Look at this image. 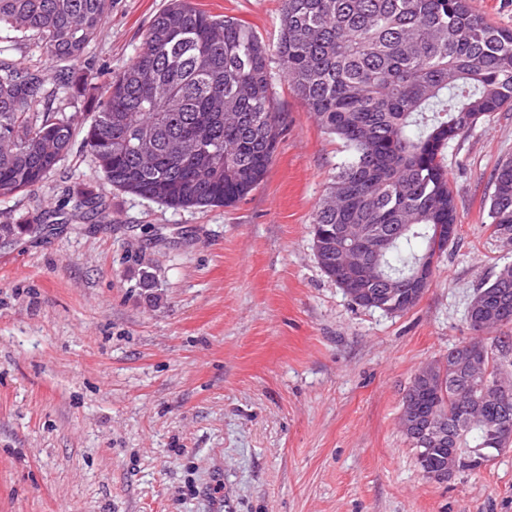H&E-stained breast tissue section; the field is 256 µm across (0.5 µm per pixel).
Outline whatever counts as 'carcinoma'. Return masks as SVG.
Instances as JSON below:
<instances>
[{"label":"carcinoma","instance_id":"cac0c4a2","mask_svg":"<svg viewBox=\"0 0 512 512\" xmlns=\"http://www.w3.org/2000/svg\"><path fill=\"white\" fill-rule=\"evenodd\" d=\"M113 4L0 0V196L58 170L75 128L50 103L89 95L100 110L86 147L112 187L174 209L232 206L263 181L283 133L276 64L348 153L312 220L320 269L360 307L392 293L388 313L411 309L415 264L437 225L457 223L445 150L512 105V29L489 23L469 0H283L271 46L235 17L168 0L138 55L101 86L92 44ZM21 41L56 63L53 79L37 63L5 57ZM488 214L493 234L512 240V158L496 168ZM341 224L387 244L366 256L376 282L336 266ZM43 230L36 215L0 212L3 235ZM467 318L476 336L408 389L422 415L448 427V438L428 445V464L460 474L475 471L479 453L512 446L502 422L512 410V267L477 289Z\"/></svg>","mask_w":512,"mask_h":512}]
</instances>
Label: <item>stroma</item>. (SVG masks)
<instances>
[{
  "label": "stroma",
  "mask_w": 512,
  "mask_h": 512,
  "mask_svg": "<svg viewBox=\"0 0 512 512\" xmlns=\"http://www.w3.org/2000/svg\"><path fill=\"white\" fill-rule=\"evenodd\" d=\"M194 2L277 41L282 0ZM165 4L114 0L94 46L107 74ZM273 87L286 128L234 206L175 210L112 188L82 147L89 96L66 108L61 169L0 196V211L53 226L0 247V512H512V449L436 482L399 426L415 374L471 337L474 292L512 264L488 218L512 107L446 150L458 235L394 315L321 271L311 224L345 151L281 70ZM77 194L97 210L74 209Z\"/></svg>",
  "instance_id": "obj_1"
}]
</instances>
